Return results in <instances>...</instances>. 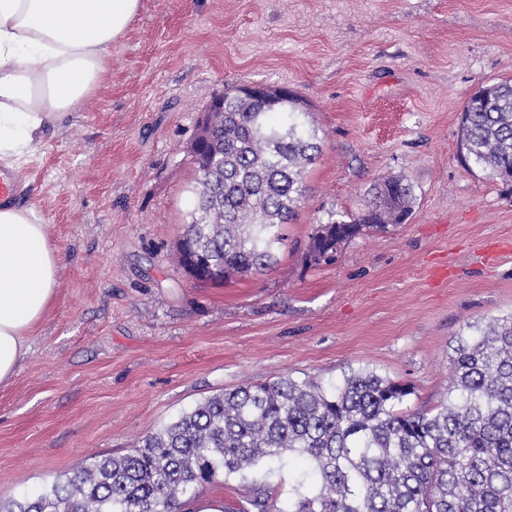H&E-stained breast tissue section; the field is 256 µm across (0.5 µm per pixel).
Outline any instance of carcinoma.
I'll use <instances>...</instances> for the list:
<instances>
[{"label": "carcinoma", "mask_w": 512, "mask_h": 512, "mask_svg": "<svg viewBox=\"0 0 512 512\" xmlns=\"http://www.w3.org/2000/svg\"><path fill=\"white\" fill-rule=\"evenodd\" d=\"M246 86L214 98L189 146L195 171L179 260L203 258L224 278L270 269L322 155L312 113L286 88ZM461 159L512 182V78L481 85L459 125ZM403 176L374 185L350 221L309 237L305 259L331 260L344 242L411 214ZM448 398L436 412L399 410L411 386L352 369L325 390L283 377L208 397L121 456H91L62 481L23 493L0 512H178L219 476L298 457L318 473L288 510L254 484L238 512H512V316L467 326L450 358Z\"/></svg>", "instance_id": "obj_1"}]
</instances>
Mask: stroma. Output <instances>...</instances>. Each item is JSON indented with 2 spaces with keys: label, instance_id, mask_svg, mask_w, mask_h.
Returning a JSON list of instances; mask_svg holds the SVG:
<instances>
[{
  "label": "stroma",
  "instance_id": "obj_1",
  "mask_svg": "<svg viewBox=\"0 0 512 512\" xmlns=\"http://www.w3.org/2000/svg\"><path fill=\"white\" fill-rule=\"evenodd\" d=\"M512 77V0H141L107 74L19 164L63 269L16 377L0 385V499L122 455L205 398L248 382L329 388L367 368L412 385L407 411L446 397L467 325L512 314V184L468 170L469 95ZM302 97L323 153L273 269L193 281L176 243L188 147L235 85ZM404 175L410 217L312 265L317 224L364 209ZM298 465L204 486L234 506L262 483L287 508Z\"/></svg>",
  "mask_w": 512,
  "mask_h": 512
}]
</instances>
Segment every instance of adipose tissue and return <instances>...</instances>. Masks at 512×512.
<instances>
[{"label":"adipose tissue","instance_id":"1","mask_svg":"<svg viewBox=\"0 0 512 512\" xmlns=\"http://www.w3.org/2000/svg\"><path fill=\"white\" fill-rule=\"evenodd\" d=\"M140 0H0V162L19 164L45 127L105 74ZM58 248L32 208L0 209V384H9L55 297Z\"/></svg>","mask_w":512,"mask_h":512}]
</instances>
